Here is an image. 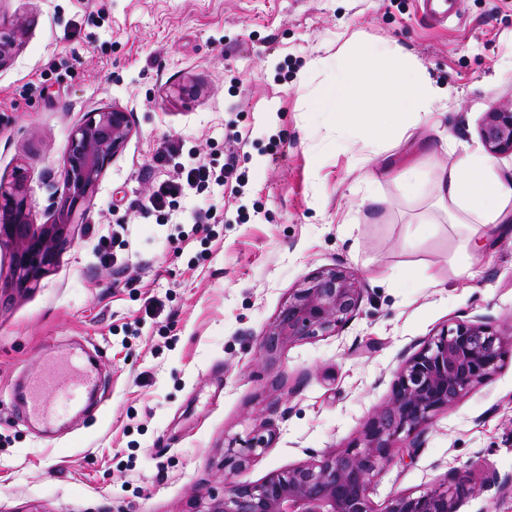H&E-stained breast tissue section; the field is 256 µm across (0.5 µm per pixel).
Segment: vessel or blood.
Instances as JSON below:
<instances>
[{
    "label": "vessel or blood",
    "mask_w": 512,
    "mask_h": 512,
    "mask_svg": "<svg viewBox=\"0 0 512 512\" xmlns=\"http://www.w3.org/2000/svg\"><path fill=\"white\" fill-rule=\"evenodd\" d=\"M102 377L83 352L72 351L49 359L32 379L24 381L13 397L25 420L53 426L60 420V401L72 407L85 405L100 390Z\"/></svg>",
    "instance_id": "vessel-or-blood-1"
}]
</instances>
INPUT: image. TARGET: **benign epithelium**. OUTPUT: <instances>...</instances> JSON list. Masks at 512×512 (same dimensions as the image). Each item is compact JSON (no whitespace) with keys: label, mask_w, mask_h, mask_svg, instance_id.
<instances>
[{"label":"benign epithelium","mask_w":512,"mask_h":512,"mask_svg":"<svg viewBox=\"0 0 512 512\" xmlns=\"http://www.w3.org/2000/svg\"><path fill=\"white\" fill-rule=\"evenodd\" d=\"M23 22L0 32V67L9 61ZM130 113L118 106L87 113L69 137L60 177L65 196L56 202L48 224L33 221L26 194L27 175L15 172L0 184V235L15 244V281L25 288L52 260L77 207L93 193L113 156L131 133ZM480 138L495 157L512 156V108L485 113ZM362 283L342 269L317 271L294 289L268 327L262 349L269 358L305 336L338 332L356 315ZM512 353V327L497 329L483 317L444 327L401 366L387 401L363 430L361 443L269 476L260 484H236L212 494L193 512H458L461 502L479 499L493 486L512 485V477L493 474L482 482L452 473L444 482L412 494H397L381 509L370 498L374 477L403 439H416L434 414L450 409L464 394L491 378Z\"/></svg>","instance_id":"benign-epithelium-1"}]
</instances>
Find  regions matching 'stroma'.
<instances>
[{
    "label": "stroma",
    "instance_id": "stroma-1",
    "mask_svg": "<svg viewBox=\"0 0 512 512\" xmlns=\"http://www.w3.org/2000/svg\"><path fill=\"white\" fill-rule=\"evenodd\" d=\"M454 9L438 25L417 0H0V27L24 23L0 68V183L26 171L36 223L64 192L87 113L114 105L132 123L30 288H11L14 244L0 239V512H192L227 484L358 444L402 363L443 326L512 325V224L480 226L489 246L462 277L464 233L434 192L463 153H484L486 112L512 105V0ZM352 40L402 47L446 87L433 120L369 142L316 111L332 62L353 64ZM184 81L202 96L180 101ZM230 152L240 180L145 209L181 166L218 172ZM402 163L419 166L416 193L392 179ZM335 267L362 281L356 316L265 357L292 289ZM77 346L97 358L103 405L50 429L23 421L14 387ZM257 433L268 446L226 467ZM451 470L512 475V357L435 413L418 448L399 442L371 498L384 507Z\"/></svg>",
    "mask_w": 512,
    "mask_h": 512
}]
</instances>
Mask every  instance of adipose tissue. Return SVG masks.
<instances>
[{"instance_id":"ef3b65f1","label":"adipose tissue","mask_w":512,"mask_h":512,"mask_svg":"<svg viewBox=\"0 0 512 512\" xmlns=\"http://www.w3.org/2000/svg\"><path fill=\"white\" fill-rule=\"evenodd\" d=\"M446 88L427 80L403 61L398 49H364L356 69H337L334 81L322 92L320 109L334 113L337 125L352 123L355 115L371 114L372 136L420 121ZM440 199L456 205L463 219L478 224L512 223V187L492 179L491 165L476 154L462 156L437 183Z\"/></svg>"}]
</instances>
